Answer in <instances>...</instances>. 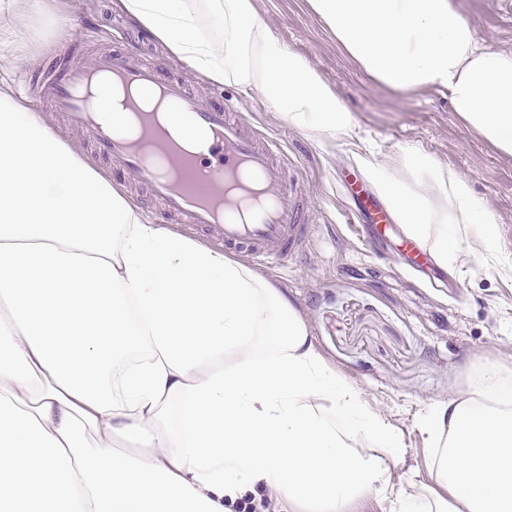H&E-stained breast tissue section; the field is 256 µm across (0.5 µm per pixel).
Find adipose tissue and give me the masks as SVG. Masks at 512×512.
I'll list each match as a JSON object with an SVG mask.
<instances>
[{
	"label": "adipose tissue",
	"mask_w": 512,
	"mask_h": 512,
	"mask_svg": "<svg viewBox=\"0 0 512 512\" xmlns=\"http://www.w3.org/2000/svg\"><path fill=\"white\" fill-rule=\"evenodd\" d=\"M0 0V58L21 17ZM371 78L443 89L512 155V52L450 0H307ZM216 83L258 93L290 125L348 137L351 115L252 0H117ZM360 162L443 267L498 231L471 182L408 147ZM466 396L421 423L430 481L395 485L397 429L331 370L287 296L250 267L144 218L0 80V512H512V385L477 363Z\"/></svg>",
	"instance_id": "1"
}]
</instances>
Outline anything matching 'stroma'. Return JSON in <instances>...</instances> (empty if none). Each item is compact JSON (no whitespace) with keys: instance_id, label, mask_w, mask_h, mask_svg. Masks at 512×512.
<instances>
[{"instance_id":"35a3bbf8","label":"stroma","mask_w":512,"mask_h":512,"mask_svg":"<svg viewBox=\"0 0 512 512\" xmlns=\"http://www.w3.org/2000/svg\"><path fill=\"white\" fill-rule=\"evenodd\" d=\"M274 33L344 99L353 140L319 142L288 125L255 93L223 84L261 130L281 140L288 165L310 204L315 226L302 254L256 269L299 309L325 363L353 383L401 432L405 453L394 482L428 480L432 457L419 420L438 402L470 390L477 363L512 367V156L500 153L453 112L446 94L398 93L369 78L349 59L305 0H253ZM489 42L512 49V21L492 0H451ZM33 37L25 62L0 59L25 98L79 156L87 150L61 114L40 99L41 74L60 59L87 62L115 47V31L136 33L111 0H42L28 18ZM414 146L468 176L498 228L495 251L483 260L462 256L454 268H406L397 240H377L368 224H353L354 203L344 174L359 171L357 156L371 151L391 164Z\"/></svg>"}]
</instances>
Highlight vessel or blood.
<instances>
[{
    "label": "vessel or blood",
    "instance_id": "b4317fda",
    "mask_svg": "<svg viewBox=\"0 0 512 512\" xmlns=\"http://www.w3.org/2000/svg\"><path fill=\"white\" fill-rule=\"evenodd\" d=\"M101 78L160 96L188 131L203 133L199 152L181 156L165 146L155 157L102 125L85 97L87 87ZM42 88L56 110L81 131L91 147L89 157L95 167L116 176L134 174L150 199L159 204L165 221L201 228L225 249L246 250L263 263L288 256L304 244L309 207L289 179L280 142L251 127L222 92L202 100L183 79L165 74L161 65L136 62L132 53L120 51L95 57L88 68L54 67L43 76ZM243 174L250 175L249 188L256 199L240 213L223 201L213 186ZM347 190L359 212L367 215L374 237L398 235L410 265L426 264V252L401 233L395 217L374 194L355 182L348 184Z\"/></svg>",
    "mask_w": 512,
    "mask_h": 512
}]
</instances>
